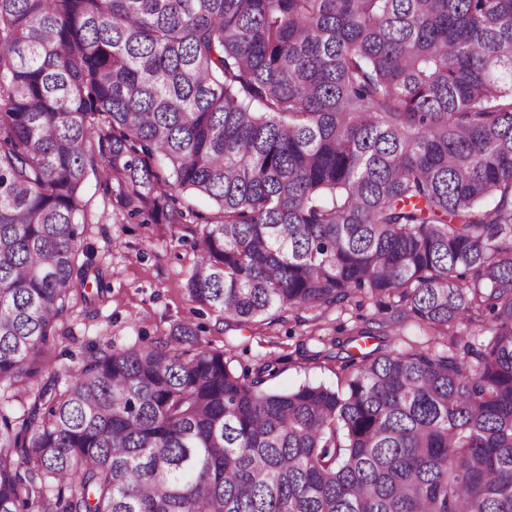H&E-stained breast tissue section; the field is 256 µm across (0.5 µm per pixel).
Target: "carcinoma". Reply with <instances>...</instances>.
I'll use <instances>...</instances> for the list:
<instances>
[{
    "label": "carcinoma",
    "instance_id": "obj_1",
    "mask_svg": "<svg viewBox=\"0 0 512 512\" xmlns=\"http://www.w3.org/2000/svg\"><path fill=\"white\" fill-rule=\"evenodd\" d=\"M100 162L147 224L215 204L225 330L377 313L299 344L335 389L184 322L0 396V512H512V0H0V382L85 287Z\"/></svg>",
    "mask_w": 512,
    "mask_h": 512
}]
</instances>
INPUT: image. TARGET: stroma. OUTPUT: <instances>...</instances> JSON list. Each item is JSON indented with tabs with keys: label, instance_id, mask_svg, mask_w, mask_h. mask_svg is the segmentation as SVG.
<instances>
[{
	"label": "stroma",
	"instance_id": "stroma-1",
	"mask_svg": "<svg viewBox=\"0 0 512 512\" xmlns=\"http://www.w3.org/2000/svg\"><path fill=\"white\" fill-rule=\"evenodd\" d=\"M84 195L88 205L80 226L79 262L88 283L73 295L56 341L44 348L48 372L67 375L92 350L137 347L147 339L166 338L175 324L192 322L205 325L204 345L229 349L241 363L254 366L270 357L280 359L281 373L271 389L337 386L335 363L305 360L296 348L309 334L326 339L337 326L352 325L357 315L373 314V304L360 310L328 309L314 328L293 320L256 335L224 332L221 314L195 302L186 287L198 260L194 243L202 222L133 223L100 175H89Z\"/></svg>",
	"mask_w": 512,
	"mask_h": 512
}]
</instances>
